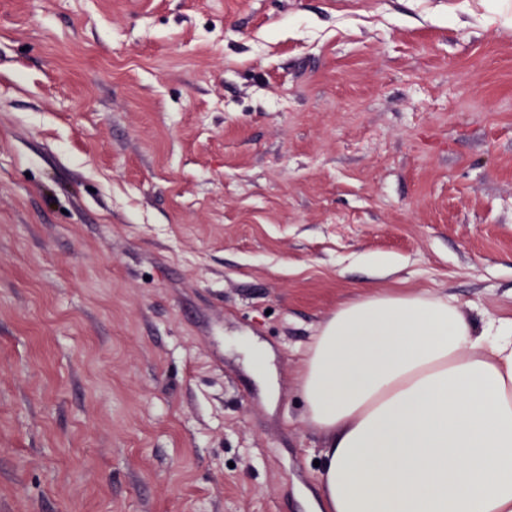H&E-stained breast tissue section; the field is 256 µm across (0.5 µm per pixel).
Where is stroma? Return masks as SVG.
<instances>
[{"label":"stroma","mask_w":512,"mask_h":512,"mask_svg":"<svg viewBox=\"0 0 512 512\" xmlns=\"http://www.w3.org/2000/svg\"><path fill=\"white\" fill-rule=\"evenodd\" d=\"M397 291L512 316V0H0V512H312Z\"/></svg>","instance_id":"stroma-1"}]
</instances>
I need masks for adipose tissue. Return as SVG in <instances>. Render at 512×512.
Returning <instances> with one entry per match:
<instances>
[{"label":"adipose tissue","instance_id":"ef3b65f1","mask_svg":"<svg viewBox=\"0 0 512 512\" xmlns=\"http://www.w3.org/2000/svg\"><path fill=\"white\" fill-rule=\"evenodd\" d=\"M323 512H512V317L445 297L337 308L303 360Z\"/></svg>","mask_w":512,"mask_h":512}]
</instances>
